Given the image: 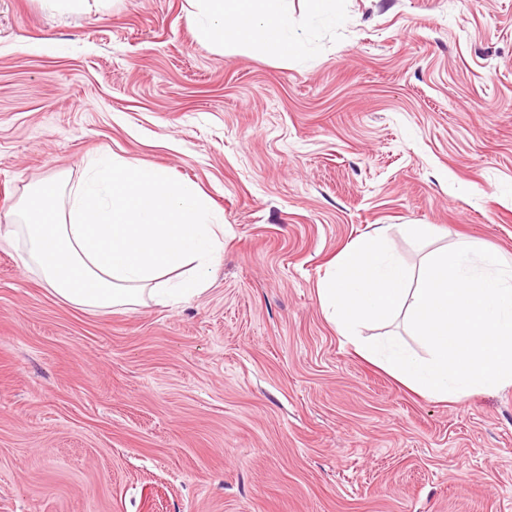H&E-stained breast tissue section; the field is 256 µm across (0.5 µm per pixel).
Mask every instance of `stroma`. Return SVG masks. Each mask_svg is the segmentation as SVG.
<instances>
[{"mask_svg": "<svg viewBox=\"0 0 512 512\" xmlns=\"http://www.w3.org/2000/svg\"><path fill=\"white\" fill-rule=\"evenodd\" d=\"M288 8L284 57L199 39L187 0H0V228L104 151L224 227L207 290L133 312L0 245V512H512V386L412 392L318 297L379 227L412 268L464 241L512 263V0Z\"/></svg>", "mask_w": 512, "mask_h": 512, "instance_id": "1", "label": "stroma"}]
</instances>
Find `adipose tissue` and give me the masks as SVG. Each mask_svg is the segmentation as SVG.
Returning <instances> with one entry per match:
<instances>
[{"mask_svg":"<svg viewBox=\"0 0 512 512\" xmlns=\"http://www.w3.org/2000/svg\"><path fill=\"white\" fill-rule=\"evenodd\" d=\"M203 40L297 55L288 0H197ZM13 233L24 239L23 265H35L64 300L88 311L169 305L206 290L219 261L216 224L189 179L118 159L93 162L88 179L69 190L29 188L11 208ZM192 266L190 277L174 271Z\"/></svg>","mask_w":512,"mask_h":512,"instance_id":"1","label":"adipose tissue"}]
</instances>
